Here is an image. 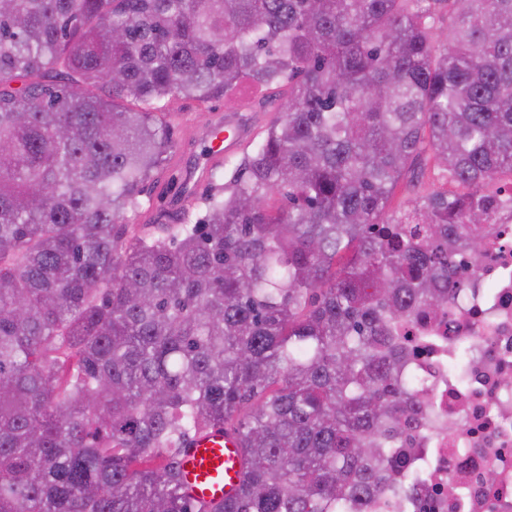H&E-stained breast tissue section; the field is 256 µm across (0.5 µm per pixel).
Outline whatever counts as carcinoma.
Here are the masks:
<instances>
[{"instance_id": "obj_1", "label": "carcinoma", "mask_w": 512, "mask_h": 512, "mask_svg": "<svg viewBox=\"0 0 512 512\" xmlns=\"http://www.w3.org/2000/svg\"><path fill=\"white\" fill-rule=\"evenodd\" d=\"M245 81L288 84L259 147L204 217L137 223L160 103ZM421 157L455 190L389 214ZM502 174L512 0H0V512H356L397 489L430 397L396 329L451 305ZM216 427L244 472L205 507L181 465Z\"/></svg>"}]
</instances>
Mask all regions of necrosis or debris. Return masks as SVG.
Returning a JSON list of instances; mask_svg holds the SVG:
<instances>
[{"instance_id":"1","label":"necrosis or debris","mask_w":512,"mask_h":512,"mask_svg":"<svg viewBox=\"0 0 512 512\" xmlns=\"http://www.w3.org/2000/svg\"><path fill=\"white\" fill-rule=\"evenodd\" d=\"M484 235L479 268L458 260L466 286L449 313L403 330L439 422L423 431L419 414L404 421L411 497L402 511L384 499L361 512H512V415L501 412L512 406V206L497 207Z\"/></svg>"}]
</instances>
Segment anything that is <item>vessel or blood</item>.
Wrapping results in <instances>:
<instances>
[{"mask_svg":"<svg viewBox=\"0 0 512 512\" xmlns=\"http://www.w3.org/2000/svg\"><path fill=\"white\" fill-rule=\"evenodd\" d=\"M215 138L209 163H219L224 152L236 149L247 137L248 129L235 123L232 133L222 124L214 126ZM182 469L193 500L202 504L217 503L232 494L243 472L240 440L234 433L214 429L195 436L183 459Z\"/></svg>","mask_w":512,"mask_h":512,"instance_id":"1","label":"vessel or blood"}]
</instances>
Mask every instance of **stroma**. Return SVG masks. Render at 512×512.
<instances>
[{
    "label": "stroma",
    "instance_id": "35a3bbf8",
    "mask_svg": "<svg viewBox=\"0 0 512 512\" xmlns=\"http://www.w3.org/2000/svg\"><path fill=\"white\" fill-rule=\"evenodd\" d=\"M285 99L282 86L255 88L241 86L228 98H215L202 103L190 98H175L165 105L172 112V142L174 148L166 164L155 172L146 184L142 195L143 220L155 224H175L180 219L176 209L181 191L191 176L197 160L209 150V132L216 115L241 118L250 130V136L239 151L225 156L222 164L213 171L212 181L198 186L199 197L209 193L213 183L227 182L243 155L251 152L264 136L266 126L275 118ZM441 175L425 161H417L397 185L392 201V211L411 207L422 198L447 190Z\"/></svg>",
    "mask_w": 512,
    "mask_h": 512
}]
</instances>
